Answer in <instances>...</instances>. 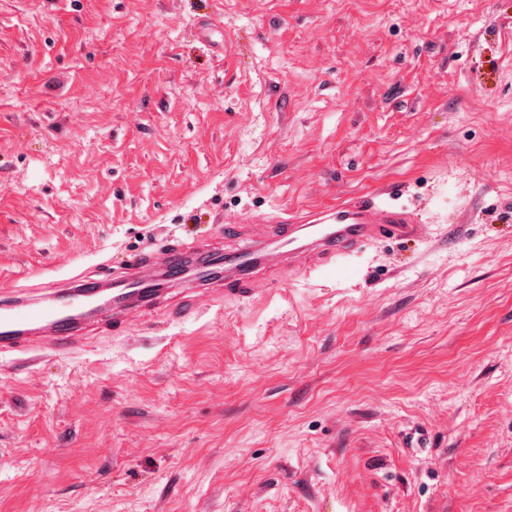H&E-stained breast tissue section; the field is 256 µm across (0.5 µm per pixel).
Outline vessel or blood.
<instances>
[{
	"instance_id": "b4317fda",
	"label": "vessel or blood",
	"mask_w": 512,
	"mask_h": 512,
	"mask_svg": "<svg viewBox=\"0 0 512 512\" xmlns=\"http://www.w3.org/2000/svg\"><path fill=\"white\" fill-rule=\"evenodd\" d=\"M224 235L242 239V246L218 255L205 243L189 247L175 241L158 251L135 254L125 262L122 275L93 284L75 275L65 285L34 292L1 282L0 354L31 352L39 344L66 354L82 344L85 327L128 329L138 311L159 306L180 270L187 288L169 310L176 319L218 296H262L273 277L334 266L381 240L432 238L429 225L396 204L391 186L307 213L245 217L225 225Z\"/></svg>"
}]
</instances>
